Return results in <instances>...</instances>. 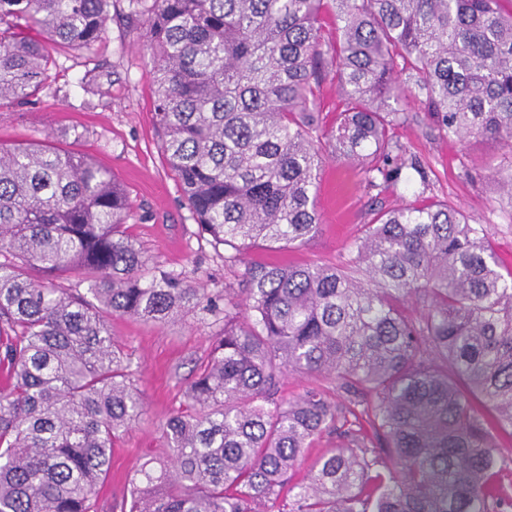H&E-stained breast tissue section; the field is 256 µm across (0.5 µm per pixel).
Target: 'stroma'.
I'll use <instances>...</instances> for the list:
<instances>
[{
	"label": "stroma",
	"instance_id": "35a3bbf8",
	"mask_svg": "<svg viewBox=\"0 0 512 512\" xmlns=\"http://www.w3.org/2000/svg\"><path fill=\"white\" fill-rule=\"evenodd\" d=\"M57 61L49 90L31 104L0 107V143H35L53 133L56 145L90 156L123 183L133 211L129 231L151 258L186 270L203 288L238 284L239 272L225 269L213 247L199 238L158 148L150 52L142 19L131 13L128 0H116L108 30L91 51L71 50ZM406 106L410 122L391 127L389 136L420 160L427 191L403 180L373 187L360 165L325 157L316 233L292 248L253 249L248 261L342 265L374 210L415 203L424 194L461 210L470 223L490 225L497 259L512 269V203L500 196L492 177L493 167L512 164V146L445 137L420 100L408 99ZM73 127L82 137L70 135ZM110 325L139 369L145 407L115 443L98 512H121L135 467L165 453L163 427L203 365L214 332L193 314L160 326L127 317L112 318Z\"/></svg>",
	"mask_w": 512,
	"mask_h": 512
}]
</instances>
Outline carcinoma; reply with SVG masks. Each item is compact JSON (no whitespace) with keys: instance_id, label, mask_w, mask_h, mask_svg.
<instances>
[{"instance_id":"carcinoma-1","label":"carcinoma","mask_w":512,"mask_h":512,"mask_svg":"<svg viewBox=\"0 0 512 512\" xmlns=\"http://www.w3.org/2000/svg\"><path fill=\"white\" fill-rule=\"evenodd\" d=\"M152 53L161 152L199 234L244 266L209 293L128 233L124 186L51 142L0 145V512H96L112 447L143 411L110 318L216 327L166 423L171 456L129 481V512H508L512 270L490 227L446 203L382 212L344 267L250 263L316 232L324 152L369 185L419 161L387 138L422 100L450 137L512 141V0H129ZM112 0H0V106L90 49ZM338 40L323 49L324 14ZM39 28L43 37L28 31ZM401 68L402 77L396 68ZM336 78L326 129L315 90ZM512 199V165L496 171ZM44 278L36 280L31 272ZM72 283L58 288L56 275ZM286 372L322 383L278 396ZM350 395L329 398L328 385ZM350 446L291 472L327 429Z\"/></svg>"}]
</instances>
